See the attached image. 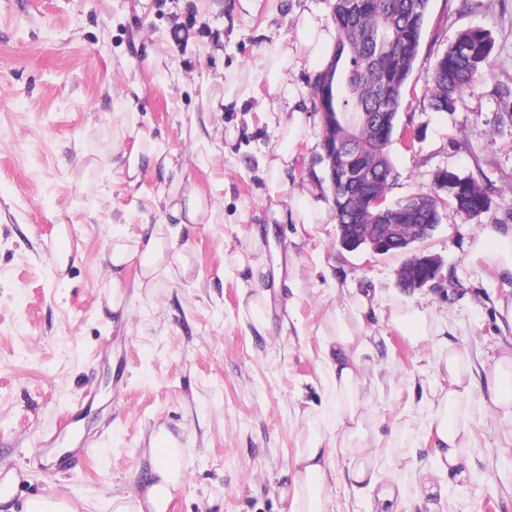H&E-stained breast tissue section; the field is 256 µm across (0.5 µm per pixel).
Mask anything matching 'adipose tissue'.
Here are the masks:
<instances>
[{"label":"adipose tissue","instance_id":"obj_1","mask_svg":"<svg viewBox=\"0 0 512 512\" xmlns=\"http://www.w3.org/2000/svg\"><path fill=\"white\" fill-rule=\"evenodd\" d=\"M336 44V32L316 11L303 13L286 45L266 54L257 82L266 83L275 96L272 108L283 113L277 131V140L267 160L271 183L282 181L296 157L297 145L307 137L306 106L296 91L284 83L285 71L300 68L313 61L331 62ZM332 211L318 184L307 185L295 193L289 211H275L277 220L304 226L327 224ZM252 249L259 258L251 262L249 271L259 290L247 304V315L257 329L268 325L270 292L263 286L268 274L261 237H254ZM472 255L493 268L500 279L512 280V226L490 224L481 229L473 242ZM139 259L138 288L153 289L161 267L178 265L188 270L186 248L164 236L160 227H148L133 241L117 240L112 245L111 261L115 269H123L132 259ZM366 299L336 308L325 319L321 333L325 339L323 358L332 387L339 403L340 423L344 436L340 444L342 454L351 464L348 479L353 486L372 480V466L365 454L368 411L360 397L363 370L357 352L361 334V313ZM443 366L448 375V390L440 398L429 422L437 438L438 460L449 482L460 484L470 480L471 460L466 452L468 432L460 415L473 392V379L469 363L460 351L448 349ZM171 438L158 432L152 439L151 467L140 487L128 495L114 498L112 512H168L176 491L184 484L185 458L180 448L171 446ZM319 431H311L303 448L296 455L294 474L295 493L290 512H327L330 501L329 449Z\"/></svg>","mask_w":512,"mask_h":512}]
</instances>
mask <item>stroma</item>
Here are the masks:
<instances>
[{"label":"stroma","mask_w":512,"mask_h":512,"mask_svg":"<svg viewBox=\"0 0 512 512\" xmlns=\"http://www.w3.org/2000/svg\"><path fill=\"white\" fill-rule=\"evenodd\" d=\"M333 0H0V466L22 467L26 482L0 512H24L37 497L61 495L75 512H112L150 467V438L179 440L185 485L169 512H289L292 473L307 419L341 441L336 396L319 328L329 311L367 295L359 359L368 409L367 444L377 485L355 490L335 454L329 512H376L380 490L403 488L395 512H512V421L489 402L486 384L500 354L498 306L512 282L471 253L488 224L512 225V122L498 91L512 87V0H431L427 27L400 122L407 136L389 147L397 201L434 187L443 170L490 190L481 218L448 211L422 248L439 257L432 288L401 290L405 257L348 252L337 225L279 223L308 182H327L321 115L312 107L320 63L288 72L308 102L309 133L286 185L272 191L264 159L281 121L272 94L249 76L287 41L302 12L333 22ZM489 31V68L455 111L431 110L425 80L466 29ZM237 78L242 106L216 113L212 130L191 119L222 99ZM138 89L136 121L163 164L124 181L112 155L127 119L123 98ZM198 189L211 221L179 231L189 241L187 275L163 273L153 293L136 288L137 263L121 277L123 312L112 309L107 257L112 240L167 223L160 201L174 182ZM68 224L71 258L57 270L46 252ZM271 232L289 253L272 323L258 331L241 313L256 232ZM395 306L431 310L435 332L412 343L389 322ZM469 357L476 386L463 412L471 435L472 478L444 495L425 494L423 477L442 480L428 428L448 389L437 362L447 347ZM96 398L80 423L88 462L62 473L45 438L69 418L88 389Z\"/></svg>","instance_id":"35a3bbf8"}]
</instances>
